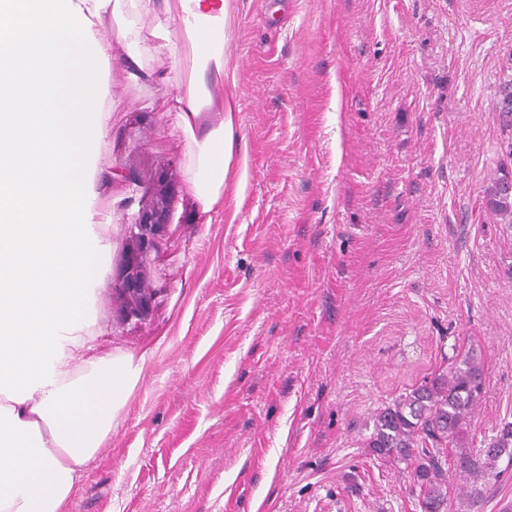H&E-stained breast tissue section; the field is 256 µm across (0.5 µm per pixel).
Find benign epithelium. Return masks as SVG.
Here are the masks:
<instances>
[{"label": "benign epithelium", "mask_w": 512, "mask_h": 512, "mask_svg": "<svg viewBox=\"0 0 512 512\" xmlns=\"http://www.w3.org/2000/svg\"><path fill=\"white\" fill-rule=\"evenodd\" d=\"M144 164L149 166L144 174L121 161L112 167V177L138 183L142 188L139 197L126 203L128 209L137 206L129 228L131 250L112 271L113 292L121 299L118 318L123 323L145 321L154 311L158 293L145 287V279L155 257L170 244L169 227L179 203L176 161L155 162L147 157Z\"/></svg>", "instance_id": "1"}]
</instances>
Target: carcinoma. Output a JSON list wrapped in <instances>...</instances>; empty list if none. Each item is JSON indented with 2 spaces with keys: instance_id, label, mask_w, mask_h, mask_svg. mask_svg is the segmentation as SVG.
I'll list each match as a JSON object with an SVG mask.
<instances>
[{
  "instance_id": "obj_1",
  "label": "carcinoma",
  "mask_w": 512,
  "mask_h": 512,
  "mask_svg": "<svg viewBox=\"0 0 512 512\" xmlns=\"http://www.w3.org/2000/svg\"><path fill=\"white\" fill-rule=\"evenodd\" d=\"M500 115L512 124V80L500 90ZM491 204L502 215L512 216V183L496 182ZM484 388L483 370L467 355L438 370L374 415L366 448L387 463H404L418 490L422 512H448V449L457 448L453 465L472 480L469 500H482L498 489L512 469V423L501 424L488 448H465L471 417Z\"/></svg>"
}]
</instances>
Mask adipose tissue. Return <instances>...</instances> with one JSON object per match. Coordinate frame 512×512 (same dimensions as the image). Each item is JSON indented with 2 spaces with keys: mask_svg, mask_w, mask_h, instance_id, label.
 Returning <instances> with one entry per match:
<instances>
[{
  "mask_svg": "<svg viewBox=\"0 0 512 512\" xmlns=\"http://www.w3.org/2000/svg\"><path fill=\"white\" fill-rule=\"evenodd\" d=\"M127 0L154 18L151 43L118 53L128 31L99 38L94 20L117 0H0V512H67L145 358L92 356V291L112 249L96 231L95 199L112 177L98 162L112 136L107 76L180 84L174 123L190 153V195L202 214L224 206L237 146L213 89L229 64L228 0ZM171 65L146 70L153 54Z\"/></svg>",
  "mask_w": 512,
  "mask_h": 512,
  "instance_id": "ef3b65f1",
  "label": "adipose tissue"
}]
</instances>
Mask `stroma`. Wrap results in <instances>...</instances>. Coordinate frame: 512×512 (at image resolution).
Returning a JSON list of instances; mask_svg holds the SVG:
<instances>
[{
	"label": "stroma",
	"instance_id": "35a3bbf8",
	"mask_svg": "<svg viewBox=\"0 0 512 512\" xmlns=\"http://www.w3.org/2000/svg\"><path fill=\"white\" fill-rule=\"evenodd\" d=\"M226 33L246 183L208 224L167 114L187 83L112 67L101 163L175 158L181 195L149 320L94 291L93 354L147 369L69 512H421L366 448L379 408L471 351L469 447L512 422V0H228ZM124 197L97 199L115 258ZM509 182L511 181L508 178H502L496 182L491 204L500 214L512 216V182L510 184Z\"/></svg>",
	"mask_w": 512,
	"mask_h": 512
}]
</instances>
